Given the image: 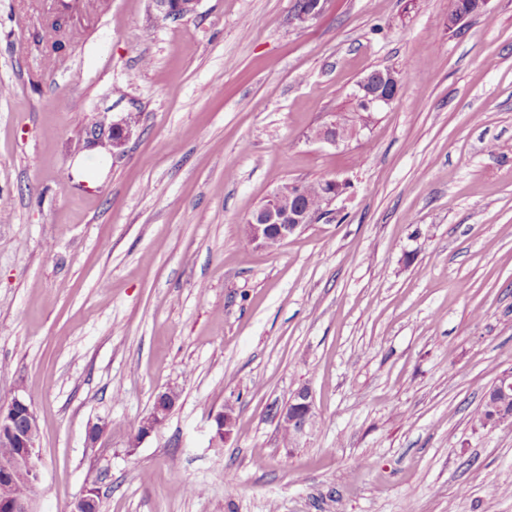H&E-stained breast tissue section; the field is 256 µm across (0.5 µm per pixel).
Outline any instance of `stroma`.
Listing matches in <instances>:
<instances>
[{
	"label": "stroma",
	"instance_id": "stroma-1",
	"mask_svg": "<svg viewBox=\"0 0 512 512\" xmlns=\"http://www.w3.org/2000/svg\"><path fill=\"white\" fill-rule=\"evenodd\" d=\"M59 2L0 0V402L37 417V512H512V425L476 421L512 368V0L453 30L452 0H67L83 38L50 64ZM384 68L361 137L313 141ZM330 178V217L244 245ZM304 386L288 451L270 408ZM398 90L399 79L394 73L377 70L357 81L351 96L366 112H380L395 101ZM306 183V182H304ZM320 182L306 183L310 199L302 186V182L288 183V191L280 186L268 196L248 218L244 232L251 245L259 248H274L287 241L291 236L304 230L310 224L321 220L328 212V207L348 188L347 179L328 181L333 185L330 191V204L324 213H314L326 205V197L319 194L316 187ZM325 182L320 184L325 187ZM309 199V205H307ZM178 398L169 388L159 392L156 395L154 406L150 414H148L141 422L140 429L136 433L135 443H141L150 437L162 421V416L169 415L176 405Z\"/></svg>",
	"mask_w": 512,
	"mask_h": 512
}]
</instances>
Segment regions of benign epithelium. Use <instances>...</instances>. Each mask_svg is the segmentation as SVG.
<instances>
[{
  "label": "benign epithelium",
  "mask_w": 512,
  "mask_h": 512,
  "mask_svg": "<svg viewBox=\"0 0 512 512\" xmlns=\"http://www.w3.org/2000/svg\"><path fill=\"white\" fill-rule=\"evenodd\" d=\"M399 79L392 72L377 70L356 82L352 100L367 112H380L389 107L397 98ZM366 126L356 123L347 135L337 133V115L315 128L312 139L333 147L347 145L360 137ZM309 196L302 182L288 183V188H278L268 196L248 218L244 232L251 244L259 248H274L291 236L304 230L323 218L307 205ZM177 397L166 389L156 395L154 406L141 422L133 447L150 437L162 421V416L170 414ZM314 407L311 393L306 388L297 390L288 403L281 408L278 421L288 426L294 440H299L312 425ZM215 435L229 440L235 425L234 406L227 402L224 410L215 416ZM39 426L30 405L15 396L11 401L0 404V444L12 449V454L0 460V512H34L33 498L19 499L10 492L16 482H23L34 488L39 480L38 447ZM97 492L91 488L86 495L76 501L71 512H97Z\"/></svg>",
  "instance_id": "benign-epithelium-1"
}]
</instances>
